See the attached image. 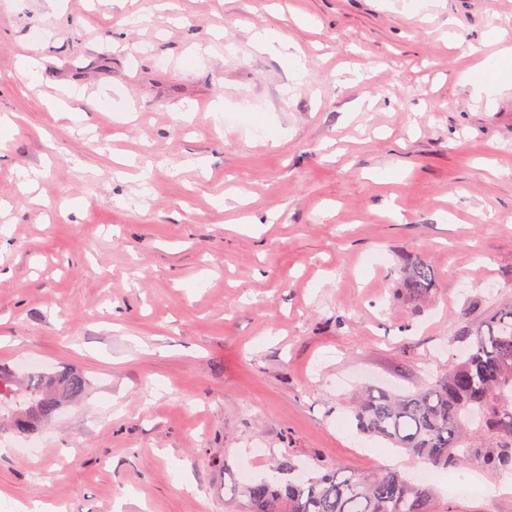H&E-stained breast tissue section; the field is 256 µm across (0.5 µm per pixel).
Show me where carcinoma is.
<instances>
[{
    "instance_id": "1",
    "label": "carcinoma",
    "mask_w": 512,
    "mask_h": 512,
    "mask_svg": "<svg viewBox=\"0 0 512 512\" xmlns=\"http://www.w3.org/2000/svg\"><path fill=\"white\" fill-rule=\"evenodd\" d=\"M434 279L432 266L419 259L407 265L402 281L420 297ZM458 339L462 353L418 391H367L355 408L359 431L435 469L470 463L512 470V304L496 310L484 327L462 330ZM86 387L77 372L18 377L0 366V413L18 432L32 434ZM298 471L287 461L275 474L238 488L248 512H434L430 485L397 471L361 477L327 470L306 479Z\"/></svg>"
}]
</instances>
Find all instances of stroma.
Returning <instances> with one entry per match:
<instances>
[{
  "label": "stroma",
  "instance_id": "obj_1",
  "mask_svg": "<svg viewBox=\"0 0 512 512\" xmlns=\"http://www.w3.org/2000/svg\"><path fill=\"white\" fill-rule=\"evenodd\" d=\"M493 27L512 43V0L0 5V362L89 381L36 451L0 430V512H244L312 455L413 475L351 407L512 303V83L464 76ZM470 475L495 494L437 482L435 512H512V471ZM435 274L431 265L425 260L411 261L402 278L405 288L416 297L424 295L434 285Z\"/></svg>",
  "mask_w": 512,
  "mask_h": 512
}]
</instances>
